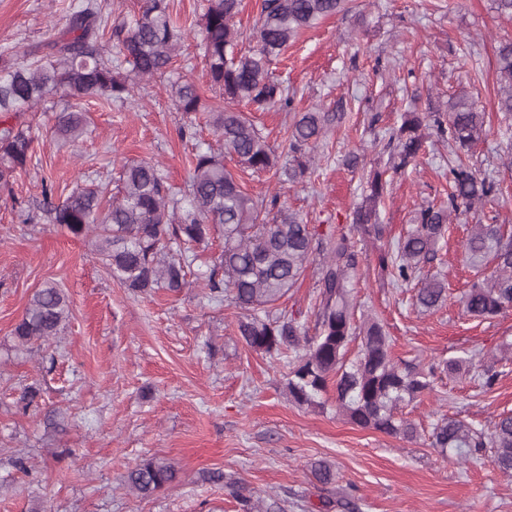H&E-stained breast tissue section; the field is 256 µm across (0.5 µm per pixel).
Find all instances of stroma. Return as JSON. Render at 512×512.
Listing matches in <instances>:
<instances>
[{
  "label": "stroma",
  "instance_id": "stroma-1",
  "mask_svg": "<svg viewBox=\"0 0 512 512\" xmlns=\"http://www.w3.org/2000/svg\"><path fill=\"white\" fill-rule=\"evenodd\" d=\"M71 0H0V55L51 39L66 25ZM512 39V19L494 0H352L349 12L320 21L282 53L274 75L295 94L293 112L247 108L271 144H281L294 112H338L314 150L315 171L303 185L277 188L266 175L250 193L280 192L281 202L321 230H348L371 170L386 171L385 144L404 113L428 111L466 92L486 114V138L474 160L499 182L477 216L449 224L425 274L448 285V300L422 314L413 289L393 287L362 247L354 277L356 316L376 317L393 340L395 360L426 363L471 353L498 354L512 344V308L486 320L465 315L460 297L476 276L463 243L473 222L512 223V117L497 109V49ZM206 106L223 102L212 88L199 40L177 62ZM133 92L125 103L86 105L90 131L78 144L53 135L55 100L25 113L39 134L26 173L0 188V512H240L214 471L271 504V512H512V474L490 449L468 462L443 458L429 445L431 425L447 414L490 429L512 410V357L495 363L492 388L470 374H438L433 393L403 414L418 434L407 441L348 422L336 391L321 408L289 402L282 362L248 351L236 334L241 314L193 286L171 295H137L114 281L94 255L92 238L50 224L39 207L42 185L55 197L112 177L114 161L159 164L168 182L186 188L197 148L214 143L209 127L182 137L168 79L150 82L122 66ZM451 144L429 142L417 169L388 173L378 206L394 240L416 213L444 199ZM318 264H310L280 302L314 327ZM53 283L71 315L59 335L25 352L11 335L35 290ZM37 382L40 407L17 414L22 387ZM28 460V472L15 466ZM157 457L179 472L176 485L143 498L124 485L129 469ZM334 464L322 486L311 467Z\"/></svg>",
  "mask_w": 512,
  "mask_h": 512
}]
</instances>
